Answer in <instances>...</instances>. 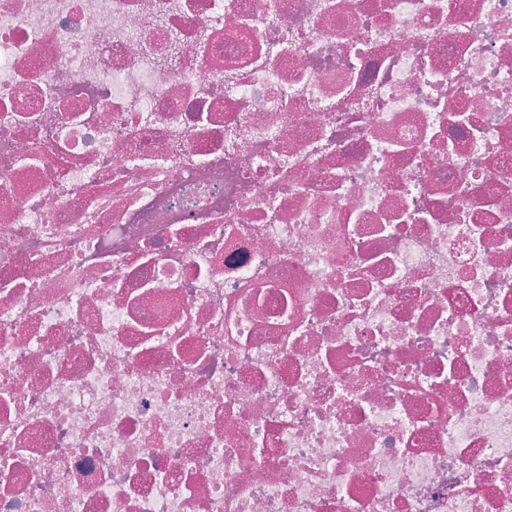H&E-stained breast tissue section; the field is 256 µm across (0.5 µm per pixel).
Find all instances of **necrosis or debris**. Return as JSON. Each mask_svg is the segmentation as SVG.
Returning a JSON list of instances; mask_svg holds the SVG:
<instances>
[{
	"label": "necrosis or debris",
	"instance_id": "1",
	"mask_svg": "<svg viewBox=\"0 0 512 512\" xmlns=\"http://www.w3.org/2000/svg\"><path fill=\"white\" fill-rule=\"evenodd\" d=\"M0 512H512V0H0Z\"/></svg>",
	"mask_w": 512,
	"mask_h": 512
}]
</instances>
